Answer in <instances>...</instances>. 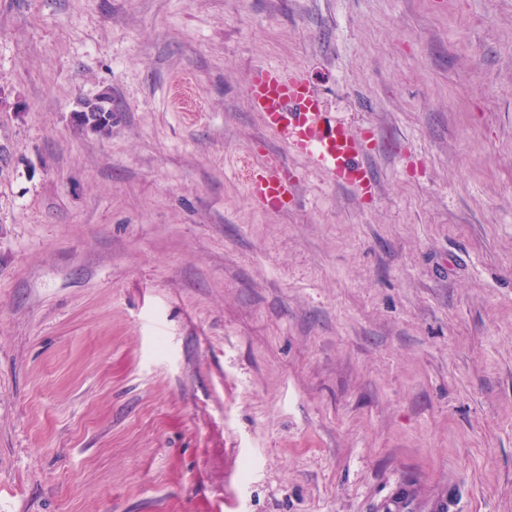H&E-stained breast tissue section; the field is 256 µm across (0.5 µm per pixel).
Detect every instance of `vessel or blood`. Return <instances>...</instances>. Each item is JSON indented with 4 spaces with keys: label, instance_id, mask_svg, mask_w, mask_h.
<instances>
[{
    "label": "vessel or blood",
    "instance_id": "vessel-or-blood-1",
    "mask_svg": "<svg viewBox=\"0 0 512 512\" xmlns=\"http://www.w3.org/2000/svg\"><path fill=\"white\" fill-rule=\"evenodd\" d=\"M247 103L286 151L309 158L334 184L374 196L376 181L361 156L366 145L349 126L328 119L321 97L308 79L267 65L246 89ZM297 180L281 155L268 152L248 186L251 202L263 210L284 211L296 196Z\"/></svg>",
    "mask_w": 512,
    "mask_h": 512
}]
</instances>
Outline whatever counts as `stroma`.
<instances>
[{
  "mask_svg": "<svg viewBox=\"0 0 512 512\" xmlns=\"http://www.w3.org/2000/svg\"><path fill=\"white\" fill-rule=\"evenodd\" d=\"M364 136L287 155L254 71ZM112 98V132L72 121ZM512 512V0H0V512ZM246 99L287 153L309 158L333 184L350 187L362 198L376 194V180L360 159L366 144L346 124L328 119L321 97L304 76L262 66L253 74ZM297 180L278 154L266 152L255 178L248 186L251 202L262 210L284 211L296 196Z\"/></svg>",
  "mask_w": 512,
  "mask_h": 512,
  "instance_id": "obj_1",
  "label": "stroma"
}]
</instances>
